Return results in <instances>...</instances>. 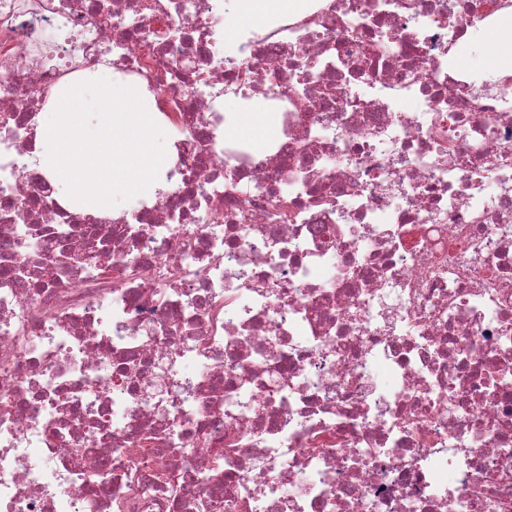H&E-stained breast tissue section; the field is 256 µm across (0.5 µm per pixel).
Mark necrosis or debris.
Segmentation results:
<instances>
[{
    "label": "necrosis or debris",
    "mask_w": 512,
    "mask_h": 512,
    "mask_svg": "<svg viewBox=\"0 0 512 512\" xmlns=\"http://www.w3.org/2000/svg\"><path fill=\"white\" fill-rule=\"evenodd\" d=\"M307 4L0 0V512H512V0ZM101 71L173 160L93 216L36 142ZM299 0H234V21L224 27V41L237 42L244 28L270 27L298 7ZM468 35V40L473 36H481L487 44L490 67L505 71H512V15L505 20L504 24L493 31L483 30L481 26ZM482 28V29H481ZM508 61V67L505 66ZM228 112H241L239 121L230 126L228 132L234 136H246L263 143L276 134V120L273 111L261 100H254L249 108L241 110L238 103L232 104Z\"/></svg>",
    "instance_id": "necrosis-or-debris-1"
}]
</instances>
